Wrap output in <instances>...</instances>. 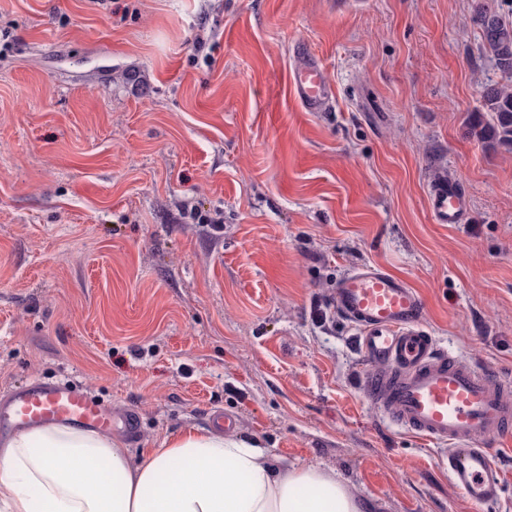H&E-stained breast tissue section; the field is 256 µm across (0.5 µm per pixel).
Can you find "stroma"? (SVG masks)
Segmentation results:
<instances>
[{"instance_id": "obj_1", "label": "stroma", "mask_w": 512, "mask_h": 512, "mask_svg": "<svg viewBox=\"0 0 512 512\" xmlns=\"http://www.w3.org/2000/svg\"><path fill=\"white\" fill-rule=\"evenodd\" d=\"M512 0H0V391L71 379L133 458L220 411L372 512H470L440 450L368 402L332 305L403 277L441 349L512 378V150L468 133L479 7ZM322 62L327 111L289 88ZM468 199L434 223L435 177ZM290 75L292 93L305 112H324L330 106L334 92L320 60L298 52Z\"/></svg>"}]
</instances>
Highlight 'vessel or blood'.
Here are the masks:
<instances>
[{
  "label": "vessel or blood",
  "instance_id": "1",
  "mask_svg": "<svg viewBox=\"0 0 512 512\" xmlns=\"http://www.w3.org/2000/svg\"><path fill=\"white\" fill-rule=\"evenodd\" d=\"M303 111L323 112L334 92L320 60L298 54L290 75ZM435 223H462L467 199L456 185L438 183L429 196ZM338 313L353 324L354 340L370 370L363 389L392 424L443 447L450 481L473 512L503 489L499 451L512 448V381L461 363L422 328L420 293L382 268L363 265L333 290ZM117 420L91 391L69 381L30 380L0 393V433L78 423L108 433Z\"/></svg>",
  "mask_w": 512,
  "mask_h": 512
}]
</instances>
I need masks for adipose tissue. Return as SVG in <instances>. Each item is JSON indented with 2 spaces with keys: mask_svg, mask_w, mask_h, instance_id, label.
I'll use <instances>...</instances> for the list:
<instances>
[{
  "mask_svg": "<svg viewBox=\"0 0 512 512\" xmlns=\"http://www.w3.org/2000/svg\"><path fill=\"white\" fill-rule=\"evenodd\" d=\"M0 512H361L316 465H273L236 434L187 432L133 460L111 435L49 425L0 441Z\"/></svg>",
  "mask_w": 512,
  "mask_h": 512,
  "instance_id": "1",
  "label": "adipose tissue"
}]
</instances>
